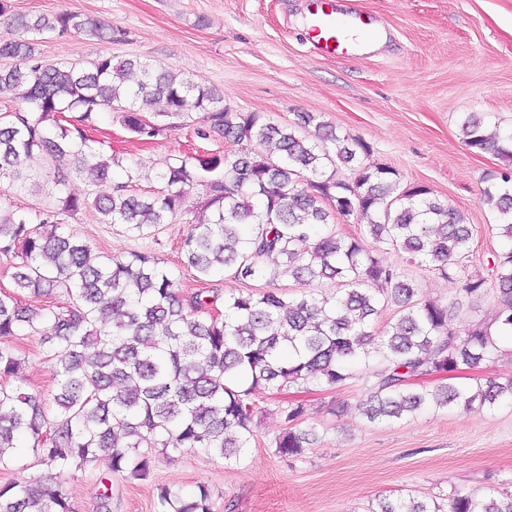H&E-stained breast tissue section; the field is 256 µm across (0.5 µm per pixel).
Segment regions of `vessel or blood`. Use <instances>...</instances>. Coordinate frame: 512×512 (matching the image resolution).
<instances>
[{
  "label": "vessel or blood",
  "mask_w": 512,
  "mask_h": 512,
  "mask_svg": "<svg viewBox=\"0 0 512 512\" xmlns=\"http://www.w3.org/2000/svg\"><path fill=\"white\" fill-rule=\"evenodd\" d=\"M309 42L326 57L357 54L375 36L370 20L344 0L333 6L330 0H315L308 18Z\"/></svg>",
  "instance_id": "b4317fda"
}]
</instances>
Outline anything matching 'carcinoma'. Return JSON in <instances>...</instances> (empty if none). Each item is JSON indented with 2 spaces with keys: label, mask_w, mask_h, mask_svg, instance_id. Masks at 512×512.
Returning <instances> with one entry per match:
<instances>
[{
  "label": "carcinoma",
  "mask_w": 512,
  "mask_h": 512,
  "mask_svg": "<svg viewBox=\"0 0 512 512\" xmlns=\"http://www.w3.org/2000/svg\"><path fill=\"white\" fill-rule=\"evenodd\" d=\"M2 17L16 24L19 37L0 43V59L13 60L0 68V95L16 103L0 117V181L20 189H39L45 181L55 199L33 216L0 209V255L13 261L14 288L63 301L24 306L0 291V470L15 468L27 449L43 467L36 481L0 486V512H74L63 480L91 462L140 480L149 476L154 455L170 450L202 449L230 463L254 439L256 390L313 383L333 389L360 366L376 378L359 404L371 422L512 400V378L450 383L457 372L488 360L499 337H512V132L489 131L485 113H470L460 124L469 149L493 151L506 167L481 194L501 219L493 279L466 277L462 298L446 304L420 300L382 262L380 250L427 263L448 278L472 228L427 186L402 189L392 167L367 163L371 149L364 140L337 134L311 112L298 113L292 126L235 110L224 104V91L200 86L173 66L110 55L85 66L46 59L39 45L50 36L112 39V26L82 13L15 16L9 0H0ZM115 110L144 141L166 130L165 120L182 117L199 139L217 134L245 148L222 158L179 157L157 173L161 190L130 194L128 183L142 178L139 169L104 156L86 137L98 114ZM67 112L75 113L69 121ZM41 151L49 171L33 174L26 162ZM341 166L349 178L338 175ZM116 168L126 181L113 183L108 195L64 193L66 170L100 182ZM194 186L206 189L198 213L183 208ZM87 209L133 238L184 217L189 228L181 249L196 281L224 273L243 284L263 281L265 290L226 297L215 315L210 305L218 291L182 295L157 256H104L64 234L63 219ZM351 216L363 223L357 237L333 228ZM281 273L297 283L329 282L335 291L292 295L276 284ZM491 289L496 328L452 323L462 299L475 302ZM390 304L400 316L378 332L377 318ZM37 321L44 325L42 343L59 362L57 384L46 393L4 382L21 365V328ZM433 374L437 383L414 385ZM281 414L275 452L299 457L318 433L298 428L303 404L291 403ZM159 500L167 512H213L203 488L186 499L163 487ZM369 512H512V492L454 494L442 504L384 497Z\"/></svg>",
  "instance_id": "carcinoma-1"
}]
</instances>
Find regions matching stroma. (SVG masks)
<instances>
[{
  "label": "stroma",
  "mask_w": 512,
  "mask_h": 512,
  "mask_svg": "<svg viewBox=\"0 0 512 512\" xmlns=\"http://www.w3.org/2000/svg\"><path fill=\"white\" fill-rule=\"evenodd\" d=\"M312 0H11L15 14L76 11L111 25V41L53 37L40 45L53 61L83 63L101 55L135 56L174 66L199 85L223 90L224 100L244 112H261L279 123L313 112L338 134L362 138L370 162L397 170L402 184H422L462 212L473 228L470 248L451 278L386 250L381 257L412 280L422 300L459 296L463 277L487 274L501 239L497 213L480 201L486 178L502 163L476 153L460 136L470 112L491 114L500 130L512 129V0H357L383 38L356 57L324 58L306 39ZM96 150L138 165L144 177L132 192L159 190L156 174L186 154L210 157L237 151L216 136L197 139L177 121L155 140L138 141L119 113H103L88 130ZM64 229L98 252L123 256L137 250L161 258L194 291L184 264L182 220L134 239L120 226L99 223L94 211L65 218ZM24 358L9 380L28 391L56 384V361L28 329L19 342ZM512 377V340L499 339L495 354L479 368L460 372L458 384ZM374 379L358 373L345 385H317L255 392L254 438L238 463L228 465L199 451L157 456L148 480L112 479V512H163L159 487L187 494L208 489L214 512H368L378 496L410 494L444 501L456 493L499 495L512 491V404L492 409L437 412L431 409L396 423L369 422L358 403ZM305 403V426L320 438L303 457L275 454L282 428L278 408ZM344 405L333 416L331 403ZM103 467L91 465L64 488L75 512H99Z\"/></svg>",
  "instance_id": "1"
}]
</instances>
